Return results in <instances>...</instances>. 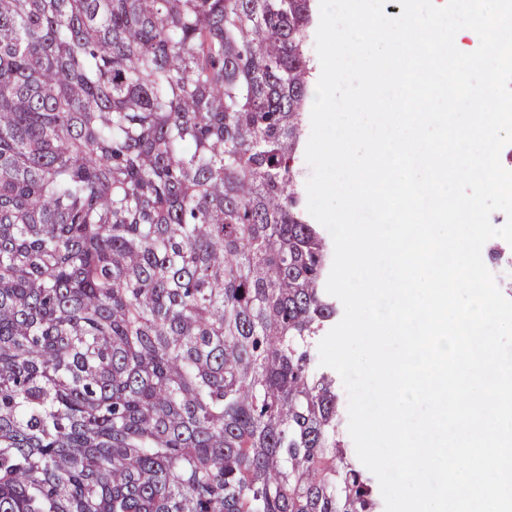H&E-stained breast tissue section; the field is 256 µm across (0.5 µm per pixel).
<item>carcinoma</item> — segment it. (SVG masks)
<instances>
[{"label":"carcinoma","mask_w":512,"mask_h":512,"mask_svg":"<svg viewBox=\"0 0 512 512\" xmlns=\"http://www.w3.org/2000/svg\"><path fill=\"white\" fill-rule=\"evenodd\" d=\"M311 0H0V512H378L316 349Z\"/></svg>","instance_id":"1"}]
</instances>
